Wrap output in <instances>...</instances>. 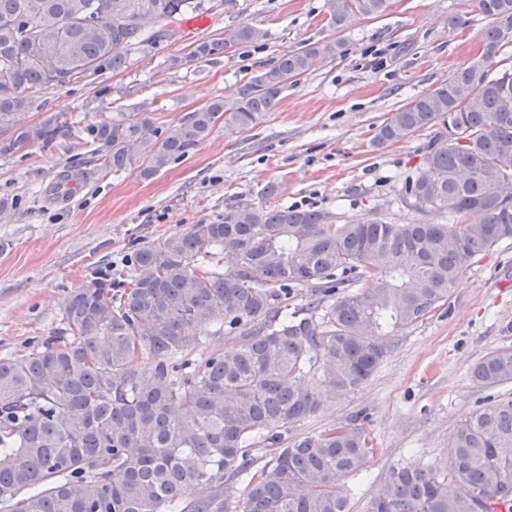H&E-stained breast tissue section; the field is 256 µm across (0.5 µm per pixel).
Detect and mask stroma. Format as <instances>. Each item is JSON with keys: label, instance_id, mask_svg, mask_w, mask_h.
<instances>
[{"label": "stroma", "instance_id": "1", "mask_svg": "<svg viewBox=\"0 0 512 512\" xmlns=\"http://www.w3.org/2000/svg\"><path fill=\"white\" fill-rule=\"evenodd\" d=\"M453 14L464 20L454 29ZM206 18L207 29L135 56L122 73L106 70L94 82L46 93L44 110L22 114V123L33 124L44 112L60 113L76 133L0 157V200L8 203L0 210V357L66 335L62 302L91 272L128 270L136 250L216 220L226 207L259 202L271 182L280 190L269 205L323 210L337 224L368 217L445 223L402 200L437 127L379 150L372 140L391 112L479 56L487 20L474 0H387L380 17L353 16L340 33L328 24L325 0H235ZM246 23L261 30L256 43L171 66L172 56L197 41ZM337 38L343 46L335 58L283 90L275 110L250 131L228 138L219 124L154 177L94 168L67 197L45 198L59 170L85 160L87 125L134 107L146 108L158 125H176L283 51ZM451 304V312L396 332L365 384L325 397L314 416L291 429L301 436L365 416L376 451L360 474L344 480L350 512H364L391 467L417 462L451 474L456 425L485 395L471 369L483 355L512 348V244L469 267Z\"/></svg>", "mask_w": 512, "mask_h": 512}]
</instances>
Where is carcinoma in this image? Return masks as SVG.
I'll list each match as a JSON object with an SVG mask.
<instances>
[{"label":"carcinoma","mask_w":512,"mask_h":512,"mask_svg":"<svg viewBox=\"0 0 512 512\" xmlns=\"http://www.w3.org/2000/svg\"><path fill=\"white\" fill-rule=\"evenodd\" d=\"M233 2L0 0V156L73 134L55 112L17 125L36 94L119 72L173 38L188 13ZM475 4L489 20L481 56L391 113L372 140L382 148L441 125L404 198L449 222L329 224L325 212L261 201L139 249L127 278L92 274L63 301L71 337L0 358V512H349L342 481L376 451L367 428L354 419L339 432L291 428L318 411L323 392L367 381L396 330L450 305L463 270L512 240V67L490 70L512 44V0ZM385 8L326 0L338 32L351 15ZM260 38L250 24L226 26L171 65ZM341 45L286 50L173 127L144 108L90 124V155L101 170L137 164L150 178L220 121L226 137L254 128ZM86 175L64 168L45 193L64 198ZM224 255L234 268L221 267ZM188 325L217 326L227 345L191 358ZM143 353L148 370L137 366ZM317 374L323 389L303 384ZM470 378L483 389L512 382V349L482 356ZM450 448L456 492L428 466H394L365 512H512V395L480 403ZM202 484L213 496L191 497Z\"/></svg>","instance_id":"1"}]
</instances>
